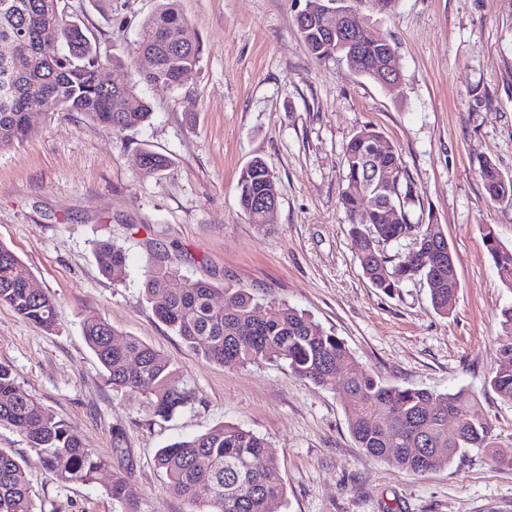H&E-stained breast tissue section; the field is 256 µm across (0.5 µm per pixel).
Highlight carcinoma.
<instances>
[{
	"label": "carcinoma",
	"instance_id": "1",
	"mask_svg": "<svg viewBox=\"0 0 512 512\" xmlns=\"http://www.w3.org/2000/svg\"><path fill=\"white\" fill-rule=\"evenodd\" d=\"M325 0H305L312 19L299 32L309 54L322 60L340 57L351 70L377 81L381 53L392 48L380 44L359 21L352 0H344L339 20L322 13ZM352 28L363 47V60L351 61L348 50L323 38L322 25ZM56 41L46 38V30ZM181 30L185 41L174 48L170 32ZM12 45L8 57L0 55V150L20 142L34 131L33 111L43 116L79 113L88 120L121 133L147 122L150 104L139 95L136 83L122 88L102 83L100 71L107 65L134 64L144 54L151 65L136 70L137 83L163 89L183 84L199 62L201 44L188 20L178 9V0H160L158 8L141 24L132 56L123 59L101 53L100 43L89 31L63 14L62 0H0V43ZM383 133L373 127L358 131L344 150L345 187L339 205L350 233L366 237V250L359 256L363 275L373 286L393 293L409 282L426 284L434 311L446 316L452 310L448 299L458 288L457 271L434 257L444 242L441 224H423L413 218L420 202L416 184L401 157L392 202L398 209L396 224L383 223V204L362 213L364 199L353 186H370L378 165L371 153ZM139 169L152 174L168 163L166 157L145 150ZM479 175L494 203L512 205V177L485 159ZM238 203L253 224L265 223L261 203L279 198L277 181L266 163L253 158L238 182ZM413 237L418 246L397 258L386 256L380 244ZM483 242L499 278L512 292V249L503 247L493 228L483 229ZM102 271L112 280L123 278L125 254L109 242L97 243ZM19 260L0 243V305L34 325L53 331L57 325L56 303L51 294L32 291L16 269ZM144 292L156 317L185 344L205 359L223 365H246L260 361L283 364L295 376L319 386L331 385L339 392L348 415L350 434L358 447L378 459L388 460L415 472L448 466L467 448H482L503 468H512V454L495 448L489 425L473 407L476 396L465 389L435 392L400 388L370 373L355 369L354 359L338 336L327 332L302 310L282 301L259 302L245 288H225L224 306L213 305L218 292L204 280H189L171 267L148 273ZM263 319L255 317L257 311ZM83 340L99 360L104 384L116 394L141 395L152 414L171 418L192 400L179 385L176 370L157 350L133 336H121L108 322L88 318L83 322ZM497 367L489 380L500 399L512 404V306L501 311ZM342 370H336V365ZM456 431L448 433V419ZM0 426L19 433L34 452L35 463L64 483H93L107 463L86 448L71 427L57 418L33 395L23 392L12 370L0 364ZM158 466L166 472L175 495L201 507L200 512H277L285 505L286 485L268 441L239 425L226 423L193 438L159 449ZM29 461L0 448V512H36L27 479ZM131 473L114 474L109 492L122 501Z\"/></svg>",
	"mask_w": 512,
	"mask_h": 512
}]
</instances>
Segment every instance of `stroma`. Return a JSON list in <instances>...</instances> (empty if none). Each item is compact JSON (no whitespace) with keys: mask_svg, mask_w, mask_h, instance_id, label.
I'll return each instance as SVG.
<instances>
[{"mask_svg":"<svg viewBox=\"0 0 512 512\" xmlns=\"http://www.w3.org/2000/svg\"><path fill=\"white\" fill-rule=\"evenodd\" d=\"M108 56L131 55L159 0H68ZM305 0H179L203 43L182 86L137 83L133 67H106L105 81L136 83L151 103L144 125L120 134L77 113L36 117L27 139L0 151V243L34 288L56 300L48 332L0 305V363L22 390L64 420L108 466L90 485L60 482L33 464L15 431L0 448L29 459L42 512H195L173 494L156 453L232 423L263 436L287 489L282 512H512V470L479 448L448 467L411 472L368 456L348 431L339 395L278 363L228 366L204 359L154 315L145 275L170 266L216 287L304 310L340 339L358 370L412 389H466L512 453V404L488 380L500 312L512 305L483 243L484 225L512 247V206L491 203L479 163L512 175V5L507 0H358L365 25L395 49L401 80L384 87L335 58L313 59L296 15ZM377 126L418 187L421 209L443 225L457 256L452 313L431 307L422 282L386 294L363 276L360 246L339 207L344 148ZM167 156L141 173L142 150ZM262 158L279 186L267 224L238 205V179ZM127 256L123 281L106 276L95 244ZM99 317L168 358L193 401L171 419L143 397L114 396L84 343ZM122 429L123 453L112 447ZM130 472L124 503L107 488Z\"/></svg>","mask_w":512,"mask_h":512,"instance_id":"1","label":"stroma"}]
</instances>
